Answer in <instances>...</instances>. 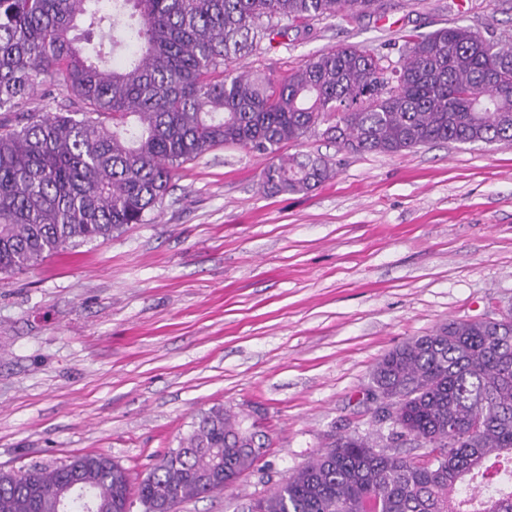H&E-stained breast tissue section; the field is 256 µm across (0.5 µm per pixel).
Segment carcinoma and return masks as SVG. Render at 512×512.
<instances>
[{
  "label": "carcinoma",
  "mask_w": 512,
  "mask_h": 512,
  "mask_svg": "<svg viewBox=\"0 0 512 512\" xmlns=\"http://www.w3.org/2000/svg\"><path fill=\"white\" fill-rule=\"evenodd\" d=\"M382 0H0V274L144 224L184 163L224 145L271 157L262 182L308 192L322 156L276 158L323 128L350 154L512 142V33L455 24L387 54L338 44L278 78L233 63L288 28L354 19ZM123 59L119 66L113 64ZM48 80L56 112L33 105ZM369 392L382 443L332 441L250 512H512V306L453 319L389 350ZM247 418L214 406L145 478L86 453L0 471V512H131L231 486L266 455ZM415 445L408 457L399 448ZM80 491L63 494L72 468Z\"/></svg>",
  "instance_id": "obj_1"
}]
</instances>
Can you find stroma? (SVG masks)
Masks as SVG:
<instances>
[{
  "mask_svg": "<svg viewBox=\"0 0 512 512\" xmlns=\"http://www.w3.org/2000/svg\"><path fill=\"white\" fill-rule=\"evenodd\" d=\"M460 22L512 33V0H384L289 30L241 69L280 76L339 43L397 53ZM309 193L262 184L266 156L183 164L147 223L0 275V470L103 453L144 477L214 406L257 421L263 462L178 512H243L333 438L380 431L366 398L389 350L512 306V144L349 155L320 133Z\"/></svg>",
  "mask_w": 512,
  "mask_h": 512,
  "instance_id": "stroma-1",
  "label": "stroma"
}]
</instances>
